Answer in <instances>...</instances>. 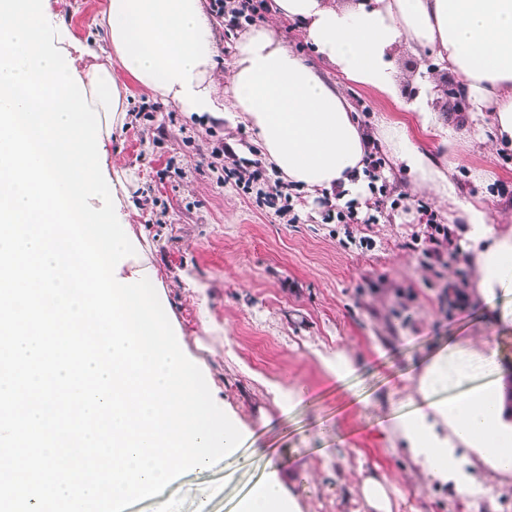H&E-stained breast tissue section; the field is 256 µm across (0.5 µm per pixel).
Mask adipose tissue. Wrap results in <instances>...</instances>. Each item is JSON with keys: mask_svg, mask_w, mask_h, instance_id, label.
Here are the masks:
<instances>
[{"mask_svg": "<svg viewBox=\"0 0 512 512\" xmlns=\"http://www.w3.org/2000/svg\"><path fill=\"white\" fill-rule=\"evenodd\" d=\"M272 19L300 31L319 63L349 81L397 100L391 59L400 46L435 53L455 75L467 122H489L499 146L512 148V0H269ZM108 47L140 86L181 111L221 117L218 91L230 94L256 127L264 160L283 179L314 192L352 190L362 178L368 138L340 86L325 80L275 35L271 21L239 37L223 87L212 79L216 45L205 0H108ZM90 108L102 119V141L124 117L125 96L112 71H82ZM417 185L458 206L467 239L484 242L474 262L482 297L512 291V235L495 237L483 209L459 200L447 170L410 139L405 124L381 133ZM419 406L394 428L432 480H447L455 444L489 469L512 471V413L507 410L498 353L449 345L423 368ZM445 424L447 433L437 431ZM239 512H298L277 476L259 482Z\"/></svg>", "mask_w": 512, "mask_h": 512, "instance_id": "1", "label": "adipose tissue"}]
</instances>
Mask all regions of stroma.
<instances>
[{"label":"stroma","instance_id":"1","mask_svg":"<svg viewBox=\"0 0 512 512\" xmlns=\"http://www.w3.org/2000/svg\"><path fill=\"white\" fill-rule=\"evenodd\" d=\"M107 0H50L60 34L105 43L97 19ZM433 55L400 48L393 57L399 101L383 100L333 69L369 132L404 121L412 142L451 165L460 199L482 207L496 232L512 231V149L491 133H462L461 117L428 100L441 123L422 129L404 109L425 85ZM127 89L122 126L112 131L114 170L141 186L124 231L185 351L216 404L243 430L241 448L213 468L192 470L161 494L125 512H234L270 472L295 496L299 512H374L363 481H381L390 512H471L468 489L429 481L391 424L409 412V390L424 365L453 343L497 349L512 376V330L493 329L469 259L467 227L434 193L415 188L383 152L382 199L369 224L328 220L322 194L293 195L295 222L258 207L234 182L218 183L204 158L224 141L225 167L259 159L258 131L234 117L181 112L113 64ZM159 104L150 118L140 106ZM453 141L446 149L445 141ZM452 230L448 259L422 253L427 213ZM345 351L354 371L332 382L323 356Z\"/></svg>","mask_w":512,"mask_h":512}]
</instances>
